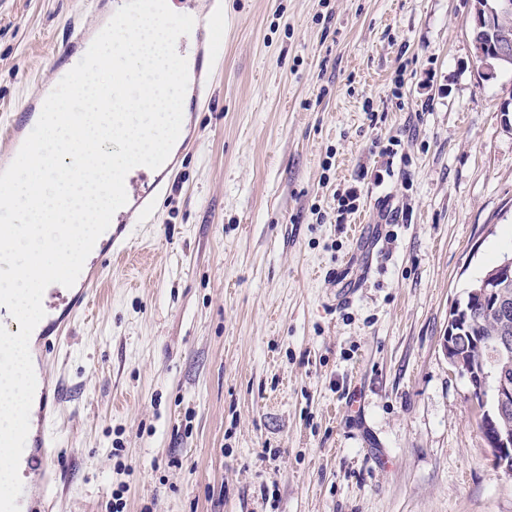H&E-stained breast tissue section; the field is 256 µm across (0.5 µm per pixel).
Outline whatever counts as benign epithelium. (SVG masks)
I'll return each instance as SVG.
<instances>
[{
    "label": "benign epithelium",
    "instance_id": "obj_1",
    "mask_svg": "<svg viewBox=\"0 0 512 512\" xmlns=\"http://www.w3.org/2000/svg\"><path fill=\"white\" fill-rule=\"evenodd\" d=\"M508 277H512L511 258L489 271L483 287L474 289L470 295L484 300L495 293L499 281ZM464 320L465 309L458 303L448 319L442 350L450 366L471 381L470 400L489 431L492 465L512 474V384L501 373L502 365L512 358V336L503 334L484 344L487 352L474 363L457 354L462 344L474 341V337L461 331Z\"/></svg>",
    "mask_w": 512,
    "mask_h": 512
}]
</instances>
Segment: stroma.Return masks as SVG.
<instances>
[{
  "mask_svg": "<svg viewBox=\"0 0 512 512\" xmlns=\"http://www.w3.org/2000/svg\"><path fill=\"white\" fill-rule=\"evenodd\" d=\"M222 2L198 136L154 222L131 216L132 261L90 263L96 298L49 361L74 493L47 508L512 512L441 349L455 303L512 257V72L483 76L473 0ZM112 4L0 0V123ZM387 196L407 220L384 223ZM358 224L381 231L340 305Z\"/></svg>",
  "mask_w": 512,
  "mask_h": 512,
  "instance_id": "35a3bbf8",
  "label": "stroma"
}]
</instances>
